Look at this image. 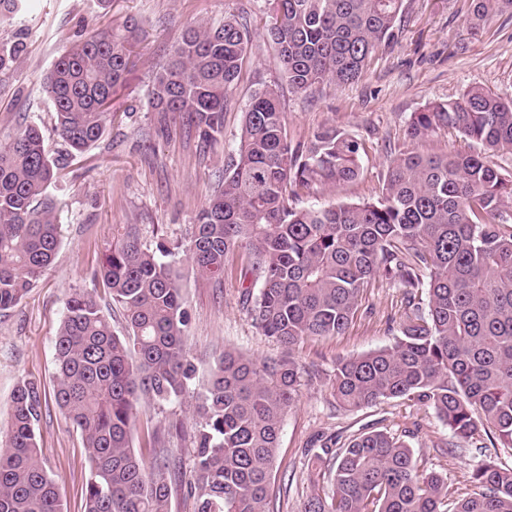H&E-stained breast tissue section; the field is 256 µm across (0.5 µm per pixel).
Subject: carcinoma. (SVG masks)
Wrapping results in <instances>:
<instances>
[{"instance_id":"cac0c4a2","label":"carcinoma","mask_w":512,"mask_h":512,"mask_svg":"<svg viewBox=\"0 0 512 512\" xmlns=\"http://www.w3.org/2000/svg\"><path fill=\"white\" fill-rule=\"evenodd\" d=\"M403 0H267L266 35L295 92L357 80L395 37ZM479 33L512 0H472ZM138 25L97 32L64 52L46 75L58 135L67 154L51 157L40 128L19 123L0 142V313L36 286L60 244L47 188L68 160L98 142L130 64ZM247 25L226 17L187 28L148 93L167 124L193 123L203 142L224 132V112L249 53ZM26 50L0 43V73ZM447 127L480 153L391 154L374 201L296 208V189H336L356 181L362 140L334 127L293 146L277 87L257 91L244 109L237 156L196 217L188 245L143 244L133 227L112 242L95 280L125 320L121 334L95 297L76 292L55 340L56 405L82 433L89 463L83 512H168L173 485L196 498V512H268L271 471L285 415L300 396L304 370L294 359L258 360L226 349L208 367L189 434L193 465L182 471L160 428L145 422L147 461L133 448L140 399L181 400L199 376L184 336L189 325L171 258L186 253L193 271L224 276L227 255L250 259L239 282L252 323L291 349L307 337L344 333L360 294L376 277L424 290L393 345L340 360L331 393L352 411L384 400L431 406L459 442L486 438L512 449V172L490 157L512 152V99L482 87L416 112L417 140ZM260 285L259 293L252 288ZM42 392L23 381L0 429V512H62L56 482L40 461ZM334 461L330 489L318 462ZM303 512H444L448 484L420 472L412 448L383 430L311 462ZM476 491L452 512H512V467L488 455L470 474Z\"/></svg>"}]
</instances>
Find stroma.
Returning a JSON list of instances; mask_svg holds the SVG:
<instances>
[{
	"mask_svg": "<svg viewBox=\"0 0 512 512\" xmlns=\"http://www.w3.org/2000/svg\"><path fill=\"white\" fill-rule=\"evenodd\" d=\"M471 10L472 0H403L395 42L372 58L358 81H326L306 94L293 93L276 64L275 48L265 35V0H24L18 13L0 18V41L20 38L27 44L13 68L0 73V141L7 140L19 122L32 123L42 129L54 157L65 154L66 147L54 131L45 73L95 29L119 28L129 19L140 28L132 65L112 97V121L105 135L71 159L47 190L61 227L56 256L37 287L0 315V424L8 418L18 383L31 380L40 385L46 409L38 440L43 464L60 488L63 512H81L88 463L79 431L54 400L55 340L65 303L79 291H95L111 314L113 328L122 330V315L93 280L106 247L128 224L139 226L148 245L160 236L187 241L197 213L236 153L246 103L267 85L279 87L291 142L330 124L366 144L356 182L335 190H299L292 200L299 208L377 198L394 149L411 146L425 154L476 151L475 142L448 129L416 143L406 137L414 113L457 98L469 87L512 99V8L495 14L476 36L468 25ZM232 16L248 26L251 58L234 87V105L224 114L223 137L209 146L189 123L162 129L147 98L167 51L188 26L217 24ZM175 261L190 317L185 347L192 355L206 362L227 349L262 360L283 356L280 345L254 327L246 310L238 283L248 262L243 251L229 255L220 287L195 275L185 255H176ZM407 309L402 287L373 280L343 334L309 337L294 348L293 358L310 375L283 422L271 473L272 512H301L311 490L309 460L328 435L343 444L376 429L402 436L421 470L446 478L449 502L472 493L468 476L480 455L473 448H457L430 406L390 400L346 412L336 408L331 396L337 360L391 344Z\"/></svg>",
	"mask_w": 512,
	"mask_h": 512,
	"instance_id": "stroma-1",
	"label": "stroma"
}]
</instances>
